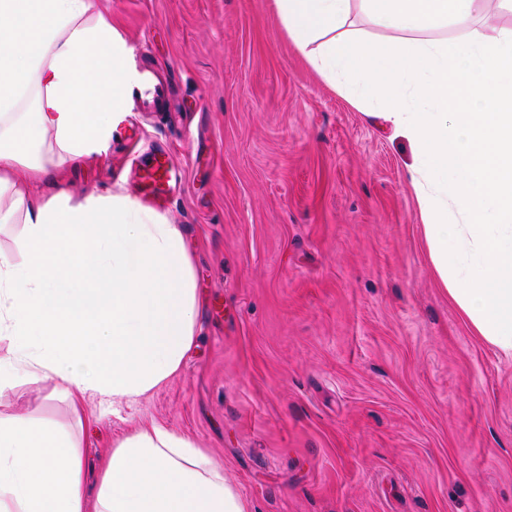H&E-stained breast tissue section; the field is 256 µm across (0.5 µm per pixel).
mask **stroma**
<instances>
[{"label": "stroma", "instance_id": "obj_1", "mask_svg": "<svg viewBox=\"0 0 512 512\" xmlns=\"http://www.w3.org/2000/svg\"><path fill=\"white\" fill-rule=\"evenodd\" d=\"M171 83L131 112L70 191L140 196L162 145L182 180L198 340L150 396L85 399L87 475L152 423L190 438L250 512H512V355L486 343L430 259L409 145L326 84L274 0H101ZM0 415L70 425L53 383Z\"/></svg>", "mask_w": 512, "mask_h": 512}]
</instances>
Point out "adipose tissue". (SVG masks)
<instances>
[{"instance_id":"adipose-tissue-1","label":"adipose tissue","mask_w":512,"mask_h":512,"mask_svg":"<svg viewBox=\"0 0 512 512\" xmlns=\"http://www.w3.org/2000/svg\"><path fill=\"white\" fill-rule=\"evenodd\" d=\"M309 65L411 148V186L435 271L474 331L512 354V31L477 30L512 0H274ZM385 31L357 35L353 14ZM470 25L446 42L429 32ZM130 51L98 0H0V398L53 382L73 416L177 374L197 340L180 225L123 193L62 185L105 151L132 100ZM55 190L39 196L34 183ZM0 512H248L189 438L160 424L116 442L95 487L79 437L0 416Z\"/></svg>"}]
</instances>
